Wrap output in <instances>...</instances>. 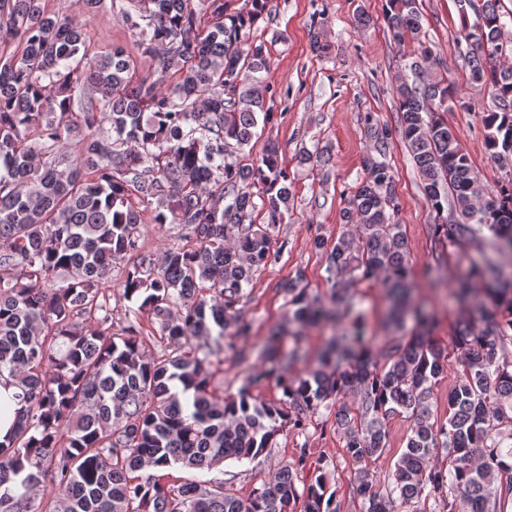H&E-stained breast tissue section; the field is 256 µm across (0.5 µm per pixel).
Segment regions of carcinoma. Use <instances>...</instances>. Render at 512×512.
Wrapping results in <instances>:
<instances>
[{
    "label": "carcinoma",
    "mask_w": 512,
    "mask_h": 512,
    "mask_svg": "<svg viewBox=\"0 0 512 512\" xmlns=\"http://www.w3.org/2000/svg\"><path fill=\"white\" fill-rule=\"evenodd\" d=\"M500 0H485L464 33L472 81L488 85L495 109L484 117L486 148L505 177L500 197L481 200L470 158L442 115L453 99L433 72L426 47L398 79V133L440 214L438 240H471L512 252V55ZM138 35L137 50L161 77L138 79L126 48L95 53L67 13L42 0H0V377L17 381L21 411L0 442V512H340L330 463L308 444L274 482L243 498L222 482L162 481L156 468L210 471L252 461L283 427L305 432L320 408L334 411L344 452L360 465L353 493L362 512H508L512 508V268L485 259L452 294L471 305L470 281L487 302L460 318L454 333L459 375L448 417L431 400L448 355L431 336L432 315L411 300L410 260L398 219L391 168L382 158L392 129L365 118L375 154L341 220L353 232L318 235L330 293L312 295L303 276L281 285L297 329L336 317L356 284L383 280L391 323L409 313L414 329L373 355L357 328L332 340L317 366L290 377L282 329L267 336V363L231 401L212 358L224 338L248 333L239 305L255 273L276 260L271 229L288 214L292 186L278 147L244 158L259 122L270 123L265 44L249 32L265 0L229 13L224 0H110ZM211 24L201 25V19ZM385 23L402 41L421 33L416 0H387ZM263 223H255V217ZM173 224L179 243L160 258L140 242L145 219ZM124 268L123 298L140 300L119 320L99 302L112 266ZM158 325L164 353L145 352L141 321ZM267 382L286 400L268 404L252 391ZM410 421L404 450L385 489L363 464L388 448V424ZM445 453L450 468L434 463ZM506 480V487L496 483ZM54 495L39 498L45 481Z\"/></svg>",
    "instance_id": "cac0c4a2"
}]
</instances>
